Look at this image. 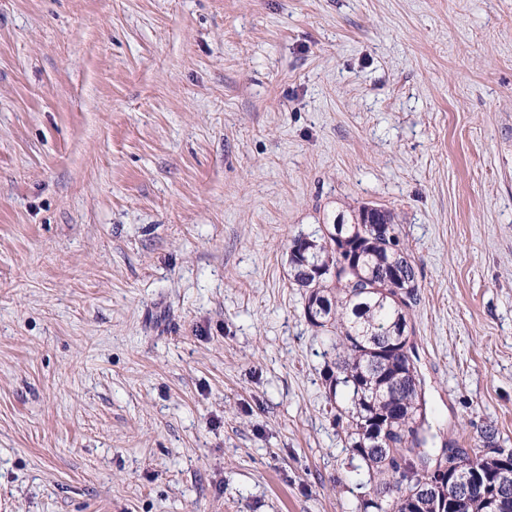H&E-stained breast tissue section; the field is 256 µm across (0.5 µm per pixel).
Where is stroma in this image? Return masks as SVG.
I'll list each match as a JSON object with an SVG mask.
<instances>
[{
	"mask_svg": "<svg viewBox=\"0 0 512 512\" xmlns=\"http://www.w3.org/2000/svg\"><path fill=\"white\" fill-rule=\"evenodd\" d=\"M362 203L512 449V0H0V512H356L287 252Z\"/></svg>",
	"mask_w": 512,
	"mask_h": 512,
	"instance_id": "obj_1",
	"label": "stroma"
}]
</instances>
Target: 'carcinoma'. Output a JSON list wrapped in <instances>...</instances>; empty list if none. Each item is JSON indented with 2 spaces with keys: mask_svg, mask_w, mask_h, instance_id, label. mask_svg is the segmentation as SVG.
Wrapping results in <instances>:
<instances>
[{
  "mask_svg": "<svg viewBox=\"0 0 512 512\" xmlns=\"http://www.w3.org/2000/svg\"><path fill=\"white\" fill-rule=\"evenodd\" d=\"M366 210L362 204L347 215L340 212L333 222L294 237L289 277L308 302L318 301L309 324L328 336L335 352L326 371L330 388L340 386L347 394V403L336 405V422L346 423L352 458L375 486L357 512H414L407 490L419 484L448 489V467L456 456L434 447L413 346L395 343L408 330L414 295L396 301L389 277L399 267L415 273L414 264L400 248L391 214L382 208L377 223L369 224ZM382 425L392 448L375 446ZM504 455L503 449L493 457L473 449L467 463L479 468L486 483L469 498L468 512H489L501 492L496 474Z\"/></svg>",
  "mask_w": 512,
  "mask_h": 512,
  "instance_id": "cac0c4a2",
  "label": "carcinoma"
}]
</instances>
